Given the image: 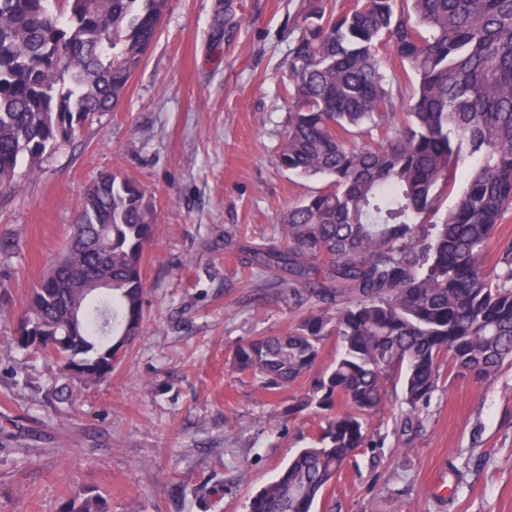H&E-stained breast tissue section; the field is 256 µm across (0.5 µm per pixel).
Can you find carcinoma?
Returning <instances> with one entry per match:
<instances>
[{
	"label": "carcinoma",
	"mask_w": 512,
	"mask_h": 512,
	"mask_svg": "<svg viewBox=\"0 0 512 512\" xmlns=\"http://www.w3.org/2000/svg\"><path fill=\"white\" fill-rule=\"evenodd\" d=\"M167 6L0 0V192L23 160L36 164L118 107ZM288 38L278 159L328 184L288 208L280 238L239 252L288 300L321 308L286 333L239 344L233 364L275 393L315 366L332 332L341 353L288 408H316L318 438L252 497L250 512H315L367 444L363 416L389 402L391 376L403 375L414 412L438 387L443 357L485 380L512 364V239L493 267L484 260L512 210V0H354L347 11L308 0ZM72 234L74 252L31 289L9 340L27 351L26 336L56 337L41 352L83 363L87 383L112 374L103 315L127 346L145 333L153 206L138 182L104 174ZM103 509L102 496L78 491L62 512Z\"/></svg>",
	"instance_id": "carcinoma-1"
}]
</instances>
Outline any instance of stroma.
<instances>
[{
    "label": "stroma",
    "mask_w": 512,
    "mask_h": 512,
    "mask_svg": "<svg viewBox=\"0 0 512 512\" xmlns=\"http://www.w3.org/2000/svg\"><path fill=\"white\" fill-rule=\"evenodd\" d=\"M229 6L214 40L219 2ZM304 0H169L161 32L118 109L21 167L0 195V512H60L89 490L107 512H248L251 497L320 432L288 408L335 362L271 396L236 371V346L293 328L305 308L257 278L225 234L277 237L281 216L323 187L277 162L288 112V26ZM104 172L139 182L154 206L146 334L105 381L56 403L53 361L8 340L27 293L64 249L83 194ZM368 419L371 440L317 512H512V365L492 380L449 362L420 425L401 384Z\"/></svg>",
    "instance_id": "1"
}]
</instances>
